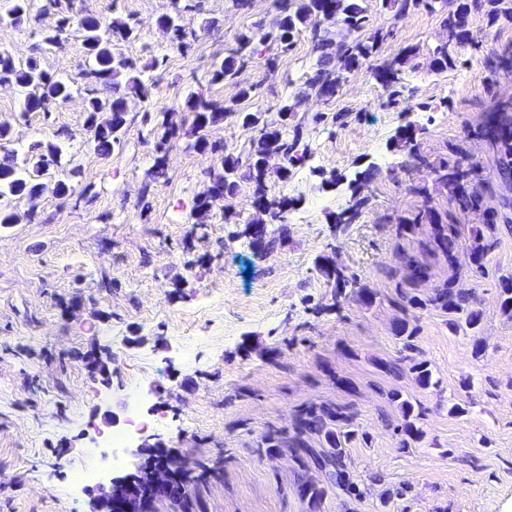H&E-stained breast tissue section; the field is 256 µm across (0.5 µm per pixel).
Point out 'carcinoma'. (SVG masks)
Returning a JSON list of instances; mask_svg holds the SVG:
<instances>
[{"label":"carcinoma","mask_w":512,"mask_h":512,"mask_svg":"<svg viewBox=\"0 0 512 512\" xmlns=\"http://www.w3.org/2000/svg\"><path fill=\"white\" fill-rule=\"evenodd\" d=\"M58 0H47V7L34 11L31 0H6L0 11V22L14 25L25 24L43 35L44 45L52 48L59 44L67 19L61 18L54 28L46 24L48 9ZM396 13L410 7H426L435 10L436 0H389ZM200 2L173 0L171 10L164 14L173 29L172 43L180 49L190 44L196 35L186 18V13L199 11ZM485 11L488 19L496 21L502 15H512L509 0H451L443 19L448 31V42L434 52L436 70L445 71L455 66L448 44L468 39L469 17L474 11ZM306 31L316 54V62L307 73L303 89L279 101L276 118L262 112H248L238 104L249 99L254 92L252 86L238 88L236 99L230 105L217 100H206L198 93H189L185 102L191 120L176 123L167 112H161L157 121V138L154 142L156 157L146 173L144 192L149 193L167 179L164 160L170 143L182 140L188 147L210 155L206 175L214 188L224 194H236L243 186L252 188L253 206L271 224H283L286 214L293 209V200L285 195L268 193L267 180L271 177L286 182L291 166L298 163L306 153L302 124L295 121L296 112L306 93L331 99L341 90L344 73L357 70L375 58L380 34L369 27V16L363 0H277L276 14L269 27L262 25L237 33L235 47L214 62L208 71V83L220 84L235 79L238 68L245 60L273 50L288 51L301 32ZM77 33L82 38L88 66L97 83L95 88H82L72 81H63L40 68L33 58L20 62L7 52L0 51V84L15 88L20 94L21 116L31 112L50 113V107L66 104L77 94L84 95L85 112L92 129L90 142L94 151L107 156L123 143L127 133L125 99L129 96L146 98L152 82L144 78V68L136 61L114 51V43L128 42L134 38V27L121 19L106 20L94 14L78 18ZM406 58H395L387 64L372 69L374 79L383 87L394 89L402 82ZM233 117L242 126L253 132L247 146L240 151L224 153V146L207 140L206 129ZM478 135L487 139L499 155L500 186L512 185V104L501 103L487 113ZM11 127L0 123V229L35 219L34 209L21 212L12 206L14 200L29 202L41 197L47 190L61 199L71 191L70 184L58 179L49 182L52 170L63 165L64 150L59 144L48 141L39 143L34 151L20 155L7 147L11 142ZM279 152L285 158L281 170L271 174L263 168L266 154ZM437 180L448 188L451 201L464 212H476L484 229L496 230L500 220L507 219L501 209L512 206V200L489 184L477 187L478 165L473 161L457 157L453 162L442 163L434 168ZM365 200L358 190H353L350 206L338 216V223L350 224L362 212ZM424 216L433 230V246L440 251L448 263L458 267L457 237L448 232V225L455 223L456 215L451 211L440 212L432 207L424 209ZM250 244L256 239L264 240L262 252L268 254L277 247L275 237L268 235L248 223L243 231ZM488 246L478 243L470 249L468 269L478 272L484 267V256ZM327 282L334 288L333 305L350 296L369 305L373 293L355 278L347 277L322 256L317 265ZM429 276L428 268L414 260L407 263V271L399 285L409 286L400 293L407 305L415 310L434 308L448 315V324L457 329L466 326L476 329L481 320L475 308L473 292L454 287L449 281L422 298L413 292L412 286ZM418 385L428 388L435 385L432 373L424 363L410 367ZM402 416L401 431L408 439L418 441L423 432L417 427V414L413 405L403 400L399 403ZM354 415L335 408L320 406L311 408L300 416L294 432L288 437L269 434L264 438L265 453L271 457L287 452L304 471L315 468L320 473L317 481L300 480L298 494L307 500L311 512H317L326 490L335 488L357 497L361 495L346 468V448L356 437ZM317 439L320 449L310 445ZM205 469L200 463L188 462L175 475L169 494L152 505V512H191L194 502L190 487L196 481L195 471Z\"/></svg>","instance_id":"cac0c4a2"}]
</instances>
